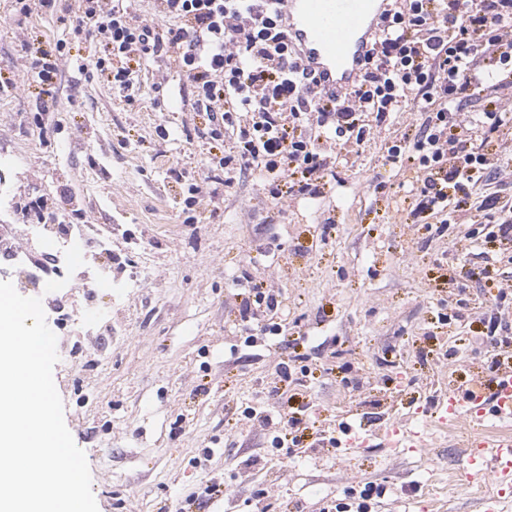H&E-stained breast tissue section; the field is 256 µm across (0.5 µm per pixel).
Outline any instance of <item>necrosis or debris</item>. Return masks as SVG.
<instances>
[{
  "instance_id": "1",
  "label": "necrosis or debris",
  "mask_w": 512,
  "mask_h": 512,
  "mask_svg": "<svg viewBox=\"0 0 512 512\" xmlns=\"http://www.w3.org/2000/svg\"><path fill=\"white\" fill-rule=\"evenodd\" d=\"M0 277L24 296L41 298L45 311L72 323L80 356L100 351V338L112 329L111 309L97 300L100 289L123 295L131 289L158 287L164 274L150 270L125 276L112 264V228L102 224H61L49 217L41 224H0Z\"/></svg>"
}]
</instances>
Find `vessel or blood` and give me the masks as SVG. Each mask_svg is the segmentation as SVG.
<instances>
[{
  "instance_id": "obj_1",
  "label": "vessel or blood",
  "mask_w": 512,
  "mask_h": 512,
  "mask_svg": "<svg viewBox=\"0 0 512 512\" xmlns=\"http://www.w3.org/2000/svg\"><path fill=\"white\" fill-rule=\"evenodd\" d=\"M385 9V0H288V41L320 86L336 92L359 79L369 36ZM448 414L464 415L473 426L488 418L512 417V369L494 381L490 400L464 392L449 398ZM483 473L512 477V439H494L476 445Z\"/></svg>"
}]
</instances>
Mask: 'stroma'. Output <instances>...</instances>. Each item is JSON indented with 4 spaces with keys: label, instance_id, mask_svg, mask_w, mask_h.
<instances>
[{
    "label": "stroma",
    "instance_id": "1",
    "mask_svg": "<svg viewBox=\"0 0 512 512\" xmlns=\"http://www.w3.org/2000/svg\"><path fill=\"white\" fill-rule=\"evenodd\" d=\"M70 3L56 0L24 18L13 0H0V77L22 80L28 42L65 38L60 18ZM158 68L149 63L131 106L91 73L72 71L76 93L51 106L44 137L33 124L39 89L0 91V112L18 117L15 142L0 143L14 163L0 184V221L16 215L5 201L40 198L93 224L122 225L123 237L112 242L116 258L131 271L165 273L154 294L113 302L121 316L111 348L82 369L59 354L53 369L99 512H127L133 500L141 512H165L172 498L216 477L242 484L241 496L188 512H256L254 495L275 469L287 472L281 494L301 512L368 485L374 512H483L488 497L512 512V483L491 480L482 498L467 489L469 450L485 439L482 430L465 427L452 444L419 448L377 438L356 449L354 472L340 464L346 428L361 431L383 410L435 422L443 395L491 381L489 337L441 322L446 313L480 312L484 290L449 251L451 230L408 234L411 172L383 168L376 142L357 167L336 158L330 193L297 199L286 219L273 218L272 202L247 175L214 207L196 211V223H185L187 184L171 170L201 175L207 137L183 78L168 72L154 92ZM161 125L168 138L158 137ZM411 252L413 265L405 260ZM271 263L284 284L272 317L304 334L314 373L290 390L310 402L318 426H336L341 445L332 456L316 446L274 448L257 429L225 435L231 415L254 402L289 355L276 337L243 326L230 288L241 273L257 276ZM432 348H461L472 360L448 374L427 360ZM106 470L111 480L103 479Z\"/></svg>",
    "mask_w": 512,
    "mask_h": 512
}]
</instances>
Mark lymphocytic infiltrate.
I'll use <instances>...</instances> for the list:
<instances>
[{
  "label": "lymphocytic infiltrate",
  "instance_id": "1",
  "mask_svg": "<svg viewBox=\"0 0 512 512\" xmlns=\"http://www.w3.org/2000/svg\"><path fill=\"white\" fill-rule=\"evenodd\" d=\"M73 2L68 39L31 48L22 83L0 87L37 84L55 95L71 68L69 39L84 38L98 45L89 66L131 105L148 61L162 60L190 84L192 110L204 116L214 144L207 176L189 187L190 209L209 206L249 172L276 217H286L297 198L328 193L329 151L357 160L381 141L382 165L413 173L407 224L456 225L452 252L469 255L479 242L492 254L475 273L486 294L504 296L512 285L498 270L512 263V197L492 189L512 184V0H388L359 82L335 94L319 89L294 57L284 0H160L156 15L133 13L125 0ZM216 171L224 175L219 187ZM476 224L488 232L477 235ZM279 282L273 265L247 278L240 312L293 350L266 386V398L277 400L282 384L310 374L293 327L266 319L278 307ZM248 427L274 433L279 445L336 444L302 405L247 412L228 431Z\"/></svg>",
  "mask_w": 512,
  "mask_h": 512
}]
</instances>
